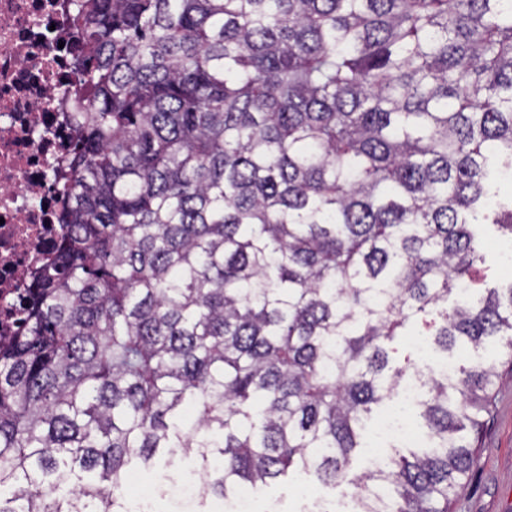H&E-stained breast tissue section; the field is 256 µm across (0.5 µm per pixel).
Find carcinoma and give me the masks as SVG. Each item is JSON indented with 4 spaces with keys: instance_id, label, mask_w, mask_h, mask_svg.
<instances>
[{
    "instance_id": "cac0c4a2",
    "label": "carcinoma",
    "mask_w": 512,
    "mask_h": 512,
    "mask_svg": "<svg viewBox=\"0 0 512 512\" xmlns=\"http://www.w3.org/2000/svg\"><path fill=\"white\" fill-rule=\"evenodd\" d=\"M63 231L0 342V512H134L193 460L202 502L295 472L362 512H450L501 374L422 378L424 447L350 475L419 371L499 338L512 283V0H72ZM454 390L450 396L448 390ZM482 238L487 242L497 241L498 246L494 249L486 250V262L476 276V287L486 288L494 285L501 286L503 282H510L512 280L511 271L506 272L503 270L505 264L512 266V241L507 236H502L501 233L494 227H487L483 230ZM392 405L385 412H383L376 420L382 418L385 414L392 411ZM372 422V423H373ZM371 423V424H372ZM371 424L368 426L365 437L363 439V448H356L353 456L352 462V474H360L368 465V460L373 456L374 448H387V445L380 442V439L377 435V431L371 429Z\"/></svg>"
}]
</instances>
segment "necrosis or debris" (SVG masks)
I'll use <instances>...</instances> for the list:
<instances>
[{
	"label": "necrosis or debris",
	"instance_id": "obj_1",
	"mask_svg": "<svg viewBox=\"0 0 512 512\" xmlns=\"http://www.w3.org/2000/svg\"><path fill=\"white\" fill-rule=\"evenodd\" d=\"M70 0H0V337L24 328L21 304L57 240L53 166L75 143L59 99L76 33Z\"/></svg>",
	"mask_w": 512,
	"mask_h": 512
}]
</instances>
